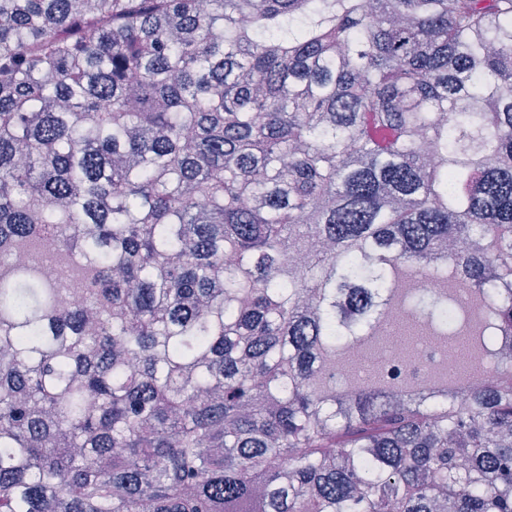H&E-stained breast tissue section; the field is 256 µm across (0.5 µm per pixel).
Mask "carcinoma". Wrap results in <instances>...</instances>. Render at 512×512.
Listing matches in <instances>:
<instances>
[{
  "label": "carcinoma",
  "mask_w": 512,
  "mask_h": 512,
  "mask_svg": "<svg viewBox=\"0 0 512 512\" xmlns=\"http://www.w3.org/2000/svg\"><path fill=\"white\" fill-rule=\"evenodd\" d=\"M504 336L512 0H0V512H512ZM391 348V352L387 355V363L390 371L394 373H402L410 377L414 383L425 376V372L430 365L447 360L446 353H442L439 346L428 342L419 343L412 354H404L399 348Z\"/></svg>",
  "instance_id": "1"
}]
</instances>
